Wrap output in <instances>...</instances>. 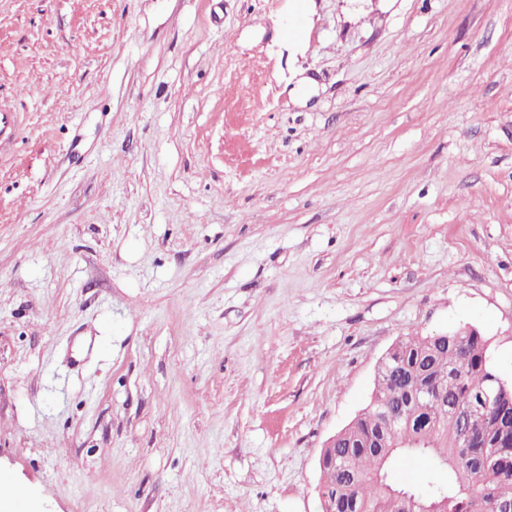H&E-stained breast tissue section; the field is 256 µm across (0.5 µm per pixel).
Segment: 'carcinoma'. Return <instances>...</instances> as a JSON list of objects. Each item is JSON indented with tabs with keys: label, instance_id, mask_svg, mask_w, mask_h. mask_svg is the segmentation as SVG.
I'll return each instance as SVG.
<instances>
[{
	"label": "carcinoma",
	"instance_id": "carcinoma-1",
	"mask_svg": "<svg viewBox=\"0 0 512 512\" xmlns=\"http://www.w3.org/2000/svg\"><path fill=\"white\" fill-rule=\"evenodd\" d=\"M375 371L369 404L321 450L322 512H494L512 505V383L487 356L473 329L405 336ZM448 380L445 397L424 403L416 392ZM403 426L383 442V415ZM426 458L425 486L403 480L404 460Z\"/></svg>",
	"mask_w": 512,
	"mask_h": 512
}]
</instances>
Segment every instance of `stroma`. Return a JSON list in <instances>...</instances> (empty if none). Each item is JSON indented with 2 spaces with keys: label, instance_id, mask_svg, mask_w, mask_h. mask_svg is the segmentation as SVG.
<instances>
[{
  "label": "stroma",
  "instance_id": "1",
  "mask_svg": "<svg viewBox=\"0 0 512 512\" xmlns=\"http://www.w3.org/2000/svg\"><path fill=\"white\" fill-rule=\"evenodd\" d=\"M0 0V475L32 512H321L402 336L512 381V0ZM285 27H280L277 30V45L286 49L288 52L290 50L292 54H295L299 50L306 49L305 41L302 39H292L306 35L305 26L301 19L293 16L288 23V29Z\"/></svg>",
  "mask_w": 512,
  "mask_h": 512
}]
</instances>
